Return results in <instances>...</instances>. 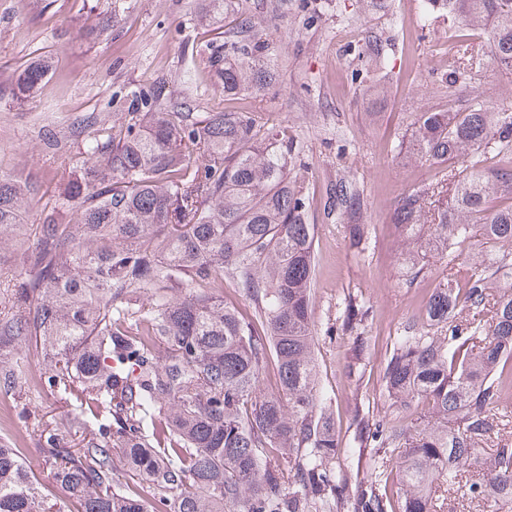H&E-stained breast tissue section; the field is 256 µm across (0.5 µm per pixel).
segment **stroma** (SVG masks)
I'll return each instance as SVG.
<instances>
[{
  "label": "stroma",
  "instance_id": "stroma-1",
  "mask_svg": "<svg viewBox=\"0 0 512 512\" xmlns=\"http://www.w3.org/2000/svg\"><path fill=\"white\" fill-rule=\"evenodd\" d=\"M422 12L423 0H0V173L25 177L42 202L56 200L64 174L87 160L89 141L132 96L159 83L186 111L252 112L262 132L287 128L288 180L315 226L319 388L331 398L342 448L335 467L348 471L352 492L378 460L359 446V421L395 416L382 369L442 275L431 261L405 280L403 237L389 220L403 194L438 176V165L413 158L416 120L474 96L493 110L512 107V77L495 62L489 35L447 12ZM245 23L266 41L262 60L275 79L231 97L204 73L214 47L242 40ZM462 46L473 65L457 74ZM40 56L50 58L49 73L27 96H14L21 67ZM80 122L85 133L73 137ZM341 177L363 193L367 234L358 244L330 208ZM351 301L369 308L354 331L343 326ZM61 409L46 396H0V425L24 439L49 489L53 468L37 429Z\"/></svg>",
  "mask_w": 512,
  "mask_h": 512
}]
</instances>
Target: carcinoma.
Listing matches in <instances>:
<instances>
[{
	"label": "carcinoma",
	"mask_w": 512,
	"mask_h": 512,
	"mask_svg": "<svg viewBox=\"0 0 512 512\" xmlns=\"http://www.w3.org/2000/svg\"><path fill=\"white\" fill-rule=\"evenodd\" d=\"M489 31L512 73V0H424ZM255 41L210 55L224 93L258 90L269 72ZM49 71L29 65L24 96ZM252 112H185L159 84L88 146L53 206L32 224L34 189L0 175V242L30 251L36 272L0 289V392L35 380L67 410L40 433L45 461L76 512H326L347 477L317 390L312 349L314 225L287 179L288 129L256 146ZM413 155L440 166L436 186L405 193L391 221L446 276L426 301L427 328L395 339L383 390L402 414L360 436L382 452L352 512H445L448 492L503 512L512 506V112L479 102L422 112ZM503 164L490 168L486 161ZM336 214L356 243L363 199L346 178ZM478 250L464 262L459 250ZM256 306L247 320L224 300V277ZM274 372L278 391L262 381ZM497 436L482 477L463 480ZM132 481L115 480L112 449ZM400 461L388 470L395 454ZM288 457L290 474L277 464ZM152 488L144 500L139 482ZM0 512H63L0 442Z\"/></svg>",
	"instance_id": "obj_1"
}]
</instances>
